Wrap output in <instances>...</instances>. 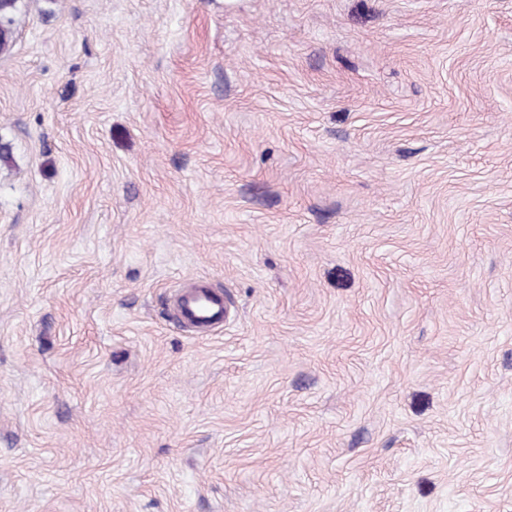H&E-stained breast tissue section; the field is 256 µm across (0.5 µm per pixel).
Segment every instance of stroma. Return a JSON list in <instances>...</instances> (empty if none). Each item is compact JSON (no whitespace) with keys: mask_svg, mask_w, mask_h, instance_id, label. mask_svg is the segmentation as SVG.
Instances as JSON below:
<instances>
[{"mask_svg":"<svg viewBox=\"0 0 512 512\" xmlns=\"http://www.w3.org/2000/svg\"><path fill=\"white\" fill-rule=\"evenodd\" d=\"M13 30L0 512H512V0ZM227 313L224 295L212 288L192 285L180 288L176 293L174 314L184 328L195 331L220 328Z\"/></svg>","mask_w":512,"mask_h":512,"instance_id":"35a3bbf8","label":"stroma"}]
</instances>
